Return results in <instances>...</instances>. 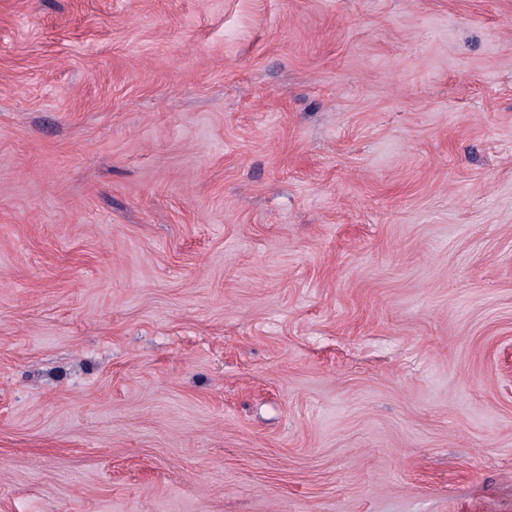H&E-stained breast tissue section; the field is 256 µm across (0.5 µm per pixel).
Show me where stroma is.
Segmentation results:
<instances>
[{"label":"stroma","instance_id":"obj_1","mask_svg":"<svg viewBox=\"0 0 512 512\" xmlns=\"http://www.w3.org/2000/svg\"><path fill=\"white\" fill-rule=\"evenodd\" d=\"M0 512H512V0H0Z\"/></svg>","mask_w":512,"mask_h":512}]
</instances>
